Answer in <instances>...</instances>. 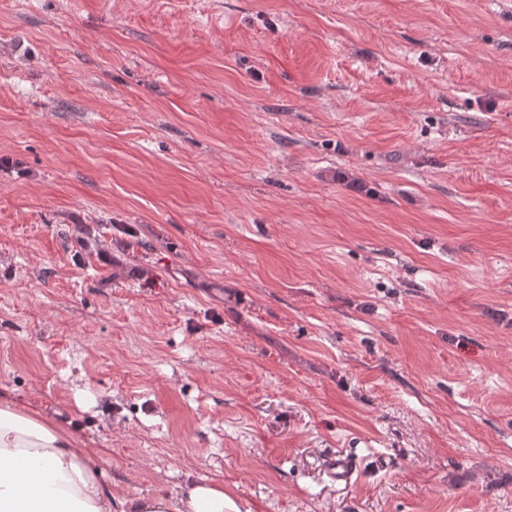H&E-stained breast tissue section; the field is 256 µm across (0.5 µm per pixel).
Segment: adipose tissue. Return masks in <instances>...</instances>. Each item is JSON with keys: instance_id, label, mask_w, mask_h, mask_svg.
Wrapping results in <instances>:
<instances>
[{"instance_id": "adipose-tissue-1", "label": "adipose tissue", "mask_w": 512, "mask_h": 512, "mask_svg": "<svg viewBox=\"0 0 512 512\" xmlns=\"http://www.w3.org/2000/svg\"><path fill=\"white\" fill-rule=\"evenodd\" d=\"M0 512H241L218 481L173 497L118 496L97 450L79 447L56 423L13 399L0 400Z\"/></svg>"}]
</instances>
